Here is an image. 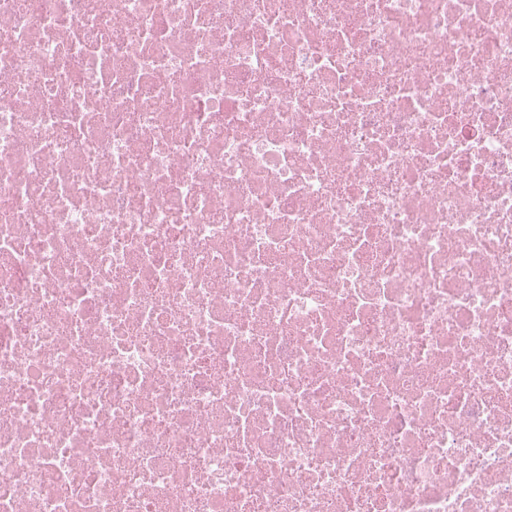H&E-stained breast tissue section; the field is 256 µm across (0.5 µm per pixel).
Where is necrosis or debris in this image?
I'll return each mask as SVG.
<instances>
[{"label": "necrosis or debris", "instance_id": "necrosis-or-debris-1", "mask_svg": "<svg viewBox=\"0 0 512 512\" xmlns=\"http://www.w3.org/2000/svg\"><path fill=\"white\" fill-rule=\"evenodd\" d=\"M0 512H512V0H0Z\"/></svg>", "mask_w": 512, "mask_h": 512}]
</instances>
